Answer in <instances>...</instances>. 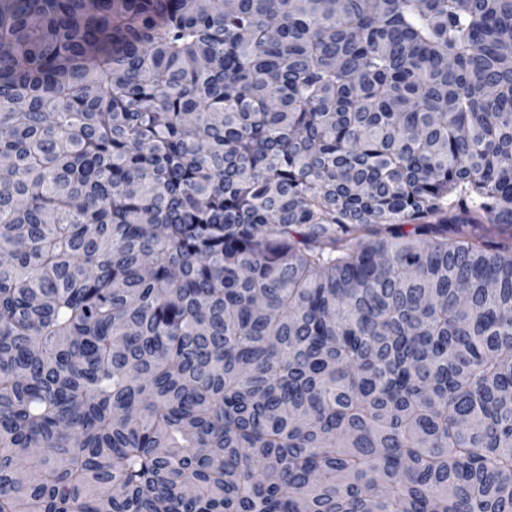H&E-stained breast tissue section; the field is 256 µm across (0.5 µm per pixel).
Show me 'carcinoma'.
<instances>
[{"instance_id":"obj_1","label":"carcinoma","mask_w":512,"mask_h":512,"mask_svg":"<svg viewBox=\"0 0 512 512\" xmlns=\"http://www.w3.org/2000/svg\"><path fill=\"white\" fill-rule=\"evenodd\" d=\"M0 512H512V0H0Z\"/></svg>"}]
</instances>
